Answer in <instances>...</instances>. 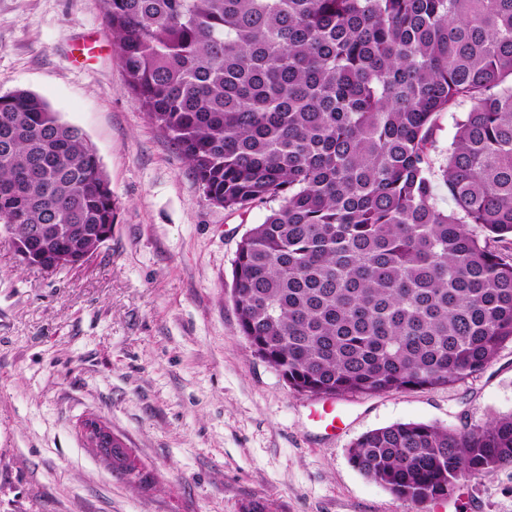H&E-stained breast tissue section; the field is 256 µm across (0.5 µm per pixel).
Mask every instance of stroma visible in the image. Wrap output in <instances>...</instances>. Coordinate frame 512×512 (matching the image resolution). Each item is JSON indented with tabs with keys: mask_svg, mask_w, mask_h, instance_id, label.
<instances>
[{
	"mask_svg": "<svg viewBox=\"0 0 512 512\" xmlns=\"http://www.w3.org/2000/svg\"><path fill=\"white\" fill-rule=\"evenodd\" d=\"M103 0H0V95L38 94L81 127L112 184V238L54 274L0 236V512H407L349 460L397 422L476 428L512 412V344L450 388L333 399L252 355L229 300L241 237L269 213L210 204L125 81ZM99 44L82 57L84 37ZM94 416L149 473L84 445ZM427 512H512V466L459 480Z\"/></svg>",
	"mask_w": 512,
	"mask_h": 512,
	"instance_id": "1",
	"label": "stroma"
}]
</instances>
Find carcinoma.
I'll use <instances>...</instances> for the list:
<instances>
[{"instance_id": "obj_1", "label": "carcinoma", "mask_w": 512, "mask_h": 512, "mask_svg": "<svg viewBox=\"0 0 512 512\" xmlns=\"http://www.w3.org/2000/svg\"><path fill=\"white\" fill-rule=\"evenodd\" d=\"M127 84L228 211L278 202L237 245L254 356L309 396L453 387L512 343V0H103ZM467 112L435 166L441 112ZM442 182L452 207L440 208ZM114 223L82 128L0 96V226L80 267ZM410 507L512 465V412L399 422L349 449Z\"/></svg>"}]
</instances>
